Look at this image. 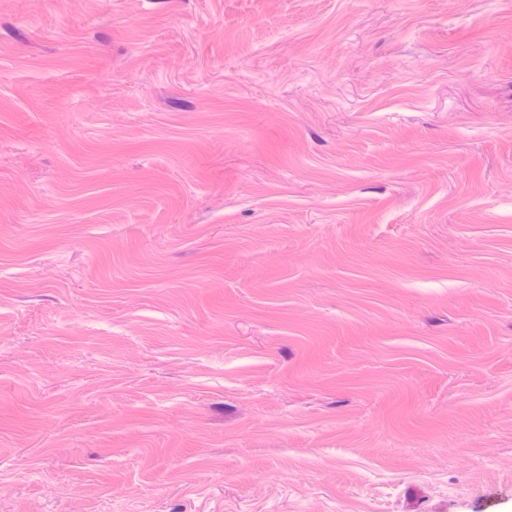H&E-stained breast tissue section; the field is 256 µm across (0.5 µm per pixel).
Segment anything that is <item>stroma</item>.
Segmentation results:
<instances>
[{"label":"stroma","mask_w":512,"mask_h":512,"mask_svg":"<svg viewBox=\"0 0 512 512\" xmlns=\"http://www.w3.org/2000/svg\"><path fill=\"white\" fill-rule=\"evenodd\" d=\"M512 0H0V512H512Z\"/></svg>","instance_id":"obj_1"}]
</instances>
